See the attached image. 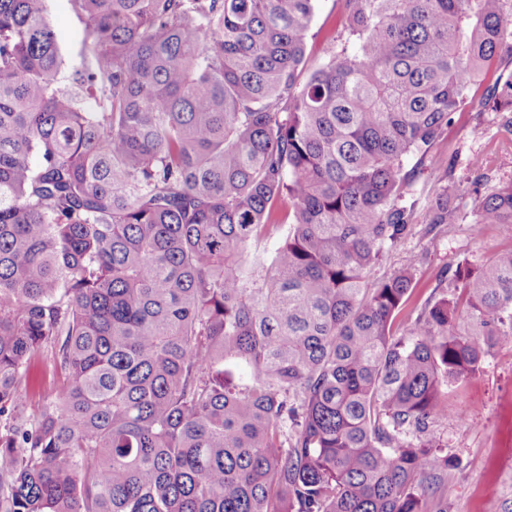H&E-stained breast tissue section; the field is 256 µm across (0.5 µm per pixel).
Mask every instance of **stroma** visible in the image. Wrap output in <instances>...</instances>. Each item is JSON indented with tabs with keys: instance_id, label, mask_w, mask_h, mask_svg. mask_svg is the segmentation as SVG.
I'll list each match as a JSON object with an SVG mask.
<instances>
[{
	"instance_id": "35a3bbf8",
	"label": "stroma",
	"mask_w": 512,
	"mask_h": 512,
	"mask_svg": "<svg viewBox=\"0 0 512 512\" xmlns=\"http://www.w3.org/2000/svg\"><path fill=\"white\" fill-rule=\"evenodd\" d=\"M44 7L57 35L67 88L83 61L85 21L69 0H44ZM476 154L490 158L493 182L512 180V147L502 143L496 113L478 103L455 128L447 148L428 161L418 182L421 194L447 181L463 212H470L474 175L466 162ZM471 228L466 218L429 234L419 232L385 254L372 279L404 267L415 275L417 287L401 318H408L434 291H451L457 267L483 263L512 247V225L486 226L478 237ZM444 391L448 418L439 425L436 445L448 456V512H504L512 503V345L490 346L478 373L449 382Z\"/></svg>"
}]
</instances>
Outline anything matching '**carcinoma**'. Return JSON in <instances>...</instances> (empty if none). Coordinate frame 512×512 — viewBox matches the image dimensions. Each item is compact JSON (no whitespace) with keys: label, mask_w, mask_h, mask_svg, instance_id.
Instances as JSON below:
<instances>
[{"label":"carcinoma","mask_w":512,"mask_h":512,"mask_svg":"<svg viewBox=\"0 0 512 512\" xmlns=\"http://www.w3.org/2000/svg\"><path fill=\"white\" fill-rule=\"evenodd\" d=\"M70 3L74 91L43 0H0V512H432L512 249L402 325L411 268L369 273L463 220L409 198L471 103L512 135V0H336L316 57V0ZM489 165L476 235L512 225Z\"/></svg>","instance_id":"carcinoma-1"}]
</instances>
